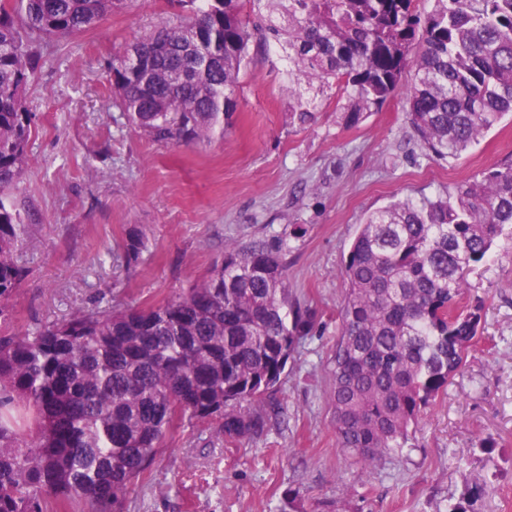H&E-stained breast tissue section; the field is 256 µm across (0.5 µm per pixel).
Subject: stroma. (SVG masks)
Instances as JSON below:
<instances>
[{"label":"stroma","mask_w":512,"mask_h":512,"mask_svg":"<svg viewBox=\"0 0 512 512\" xmlns=\"http://www.w3.org/2000/svg\"><path fill=\"white\" fill-rule=\"evenodd\" d=\"M164 0H129L89 31L55 42L27 92L34 125L14 197L24 217L15 260L26 278L10 329L28 333L88 309L174 297L224 254L263 241L288 252V283L325 325L289 359L266 435L231 445L182 422L130 493L125 512H448L472 486L475 512H512V261L468 277L486 302L485 330L465 372L421 421L414 447L356 465L336 445L328 391L345 293L340 270L361 224L398 198L434 197L512 162V118L458 159L437 162L414 141L406 86L358 127L334 101L294 125L280 52L240 75L237 109L211 143H154L113 104L109 60L150 31ZM145 248L122 249L130 230ZM493 436L492 454L478 451Z\"/></svg>","instance_id":"1"}]
</instances>
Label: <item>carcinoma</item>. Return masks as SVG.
I'll list each match as a JSON object with an SVG mask.
<instances>
[{
	"label": "carcinoma",
	"mask_w": 512,
	"mask_h": 512,
	"mask_svg": "<svg viewBox=\"0 0 512 512\" xmlns=\"http://www.w3.org/2000/svg\"><path fill=\"white\" fill-rule=\"evenodd\" d=\"M177 0L110 62L113 96L149 140L194 146L224 134L253 44L288 62L291 119H316L304 80L346 96L355 127L411 77L406 118L425 156L459 158L512 114V0ZM124 0H0V512H123L176 423L216 421L228 443L277 419L288 360L322 324L288 287L283 247L224 245L179 296L92 309L33 333L7 328L25 271L23 218L7 195L29 163L25 94L54 38L83 33ZM145 241L133 229L128 260ZM512 260V164L453 190L370 214L342 269L331 360L337 447L370 467L408 448L427 410L462 374L485 301L467 275ZM35 437L22 432L27 420ZM485 488L449 512H474Z\"/></svg>",
	"instance_id": "cac0c4a2"
}]
</instances>
